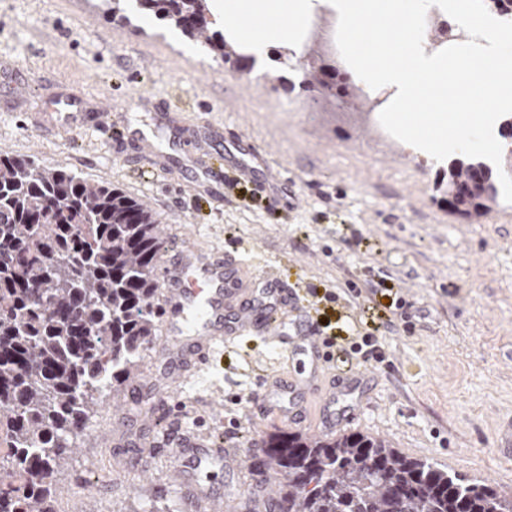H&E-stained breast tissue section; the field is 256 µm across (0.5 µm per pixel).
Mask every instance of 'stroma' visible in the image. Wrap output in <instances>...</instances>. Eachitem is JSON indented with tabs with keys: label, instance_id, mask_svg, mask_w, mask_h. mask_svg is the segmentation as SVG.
Wrapping results in <instances>:
<instances>
[{
	"label": "stroma",
	"instance_id": "35a3bbf8",
	"mask_svg": "<svg viewBox=\"0 0 512 512\" xmlns=\"http://www.w3.org/2000/svg\"><path fill=\"white\" fill-rule=\"evenodd\" d=\"M135 16V26H121L89 0H0V152L118 185L159 215L161 235L193 236L236 256L240 275L266 272L288 285L289 319L336 339L326 372L363 378L355 414L337 433L388 440L512 495V459L495 442L512 412V204L469 220L451 212L447 161L419 167L403 142L376 136L356 111L338 113L302 85L282 47L248 73L204 55L153 14ZM271 75L287 81L270 90ZM65 99L142 124L153 105L169 104L183 157L228 173L226 149L241 141L267 153L283 181L272 195L240 178L207 186L193 170L147 165L131 140L113 147L93 127L42 134L35 113L61 111ZM350 279L362 290L354 301ZM397 296L414 330L385 333L384 362L358 364L353 330L378 321ZM277 358L265 338L239 337L217 369L172 392L175 414L158 422L143 417L134 385L104 397L67 461L54 512H186L164 441L171 426L234 439L242 466L214 465L199 479L230 503L252 495L261 475L251 448L290 425L252 411L246 398L264 378L305 369L303 355ZM139 449L151 454L149 472L131 465ZM97 474L112 475V486L94 489Z\"/></svg>",
	"mask_w": 512,
	"mask_h": 512
}]
</instances>
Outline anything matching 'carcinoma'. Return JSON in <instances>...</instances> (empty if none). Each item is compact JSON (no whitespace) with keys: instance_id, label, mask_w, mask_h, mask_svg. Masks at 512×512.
Here are the masks:
<instances>
[{"instance_id":"1","label":"carcinoma","mask_w":512,"mask_h":512,"mask_svg":"<svg viewBox=\"0 0 512 512\" xmlns=\"http://www.w3.org/2000/svg\"><path fill=\"white\" fill-rule=\"evenodd\" d=\"M127 0H97L112 22L131 23ZM143 10L221 61L243 62L211 28L208 0H137ZM317 90L354 98L355 83ZM449 200L470 218L497 198L481 162L448 169ZM148 204L62 166L0 152V512H53L65 459L103 388L117 393L155 336L163 242ZM256 468L278 475L288 512H512V497L359 432L312 439L268 436Z\"/></svg>"}]
</instances>
